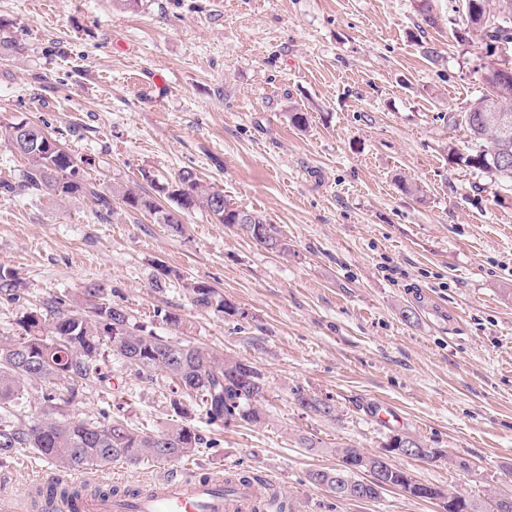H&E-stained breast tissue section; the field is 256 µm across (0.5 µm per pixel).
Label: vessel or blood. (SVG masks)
Listing matches in <instances>:
<instances>
[{
  "mask_svg": "<svg viewBox=\"0 0 512 512\" xmlns=\"http://www.w3.org/2000/svg\"><path fill=\"white\" fill-rule=\"evenodd\" d=\"M256 501L254 483L238 485L228 496L223 482L172 472L134 496H48L41 506L44 512H251Z\"/></svg>",
  "mask_w": 512,
  "mask_h": 512,
  "instance_id": "obj_1",
  "label": "vessel or blood"
}]
</instances>
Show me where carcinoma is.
<instances>
[{
    "label": "carcinoma",
    "instance_id": "1",
    "mask_svg": "<svg viewBox=\"0 0 512 512\" xmlns=\"http://www.w3.org/2000/svg\"><path fill=\"white\" fill-rule=\"evenodd\" d=\"M508 18L502 28L478 25L487 12ZM464 25L479 37L485 53L498 42L512 45V0H472V12ZM496 96L500 113L512 118V87L487 88L465 111L448 114V125H464L478 148L454 151L456 161L493 177L512 178V126L503 131L483 122V108ZM5 138L10 147L28 160L19 183L0 181L9 194L38 197L84 195L97 205V214L108 216L119 204L127 211H147L158 224L175 232L183 230L184 215L205 211L219 224L236 227L267 251L286 254L288 240L263 217L235 207L224 192L203 187L191 168H183L158 188L173 206L165 208L151 196L129 187L104 189L87 182L75 157L41 126L20 120L10 125ZM23 286L16 273L0 267V299L14 302ZM192 305L203 311L234 316L238 309L218 290L204 281L183 285ZM106 288L92 284L85 289L86 306L70 307L57 297L45 311H30L19 320L20 333L0 340V459L10 458L20 448H31L69 471L114 463L136 464L145 459L156 462L179 460L193 455L206 443L199 432L185 424L147 433L133 428L119 416L103 415L98 422L75 421L69 408L78 389L101 381V362L109 355L121 366L143 377L166 374L175 390L196 398L198 408L211 424L233 422L258 424L266 418V381L259 369L186 339H163L132 322L118 304L101 302ZM42 392L43 410L30 416L25 410L28 390ZM302 409L328 416L332 407L303 391L294 392ZM339 459L334 469L312 470L310 484L332 489L336 482L353 485L347 500L375 501L384 489L364 475L374 473L368 454L348 446L332 449ZM390 487L414 498H436L443 493L429 485L417 484L404 469L394 466ZM471 512H512V493L492 491L482 500L467 499Z\"/></svg>",
    "mask_w": 512,
    "mask_h": 512
}]
</instances>
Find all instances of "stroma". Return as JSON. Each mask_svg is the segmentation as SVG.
<instances>
[{"instance_id":"35a3bbf8","label":"stroma","mask_w":512,"mask_h":512,"mask_svg":"<svg viewBox=\"0 0 512 512\" xmlns=\"http://www.w3.org/2000/svg\"><path fill=\"white\" fill-rule=\"evenodd\" d=\"M429 3L430 25L419 0H0V133L22 119L47 127L103 188L192 168L291 245L266 251L200 210L176 233L145 211L98 220L85 196L0 193V267L25 288L0 300V339L53 297L80 306L96 283L155 335L265 376L261 424L196 416L208 444L194 455L91 467V488L249 472L284 512H444L448 490H512V182L448 154L471 146L446 117L484 94L483 52L463 33L461 0ZM295 110L305 126L291 123ZM161 265L174 275L156 288ZM186 280L212 285L238 315L195 308ZM405 308L415 319L402 320ZM103 371L80 390L75 419L118 413L149 433L176 423L166 375L112 359ZM299 389L333 415L301 409ZM374 400L397 420L371 418ZM397 433L438 450L392 462L441 497L345 501L308 483L336 468L333 447L376 454ZM69 477L25 448L0 461L15 512H34L38 484Z\"/></svg>"}]
</instances>
